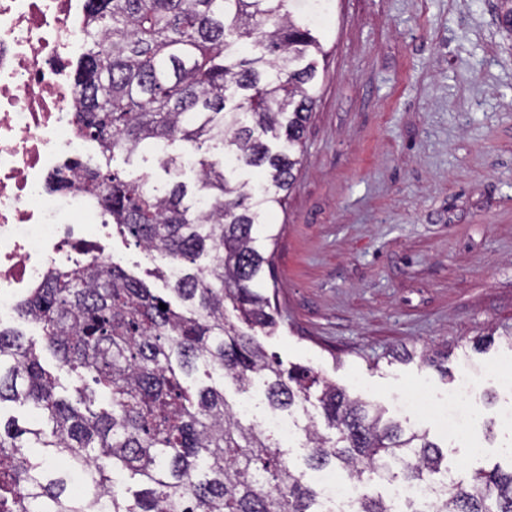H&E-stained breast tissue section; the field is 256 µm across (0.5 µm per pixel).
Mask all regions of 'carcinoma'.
Instances as JSON below:
<instances>
[{
    "instance_id": "1",
    "label": "carcinoma",
    "mask_w": 512,
    "mask_h": 512,
    "mask_svg": "<svg viewBox=\"0 0 512 512\" xmlns=\"http://www.w3.org/2000/svg\"><path fill=\"white\" fill-rule=\"evenodd\" d=\"M292 2L88 0L74 79L80 133L112 156L166 144L170 173L211 145L234 163L199 160L188 202L177 179L147 190L75 162L120 232L180 267L169 281L178 304L119 264L51 273L23 295L17 315L40 328L42 349L96 388L71 402L35 344L0 327V406L30 403L50 425L0 420V512H326L275 433L242 425L224 391L184 385L198 372L240 391L263 382L275 411L319 392L335 434L311 420L301 427L307 465L428 491V504L411 500L403 512H512V470L439 480L443 453L426 435L405 433L310 368L283 367L257 338L277 328L266 271L278 232L268 216L300 165L315 102L310 57L321 51ZM201 196L210 209L197 207ZM33 448L65 466L30 461ZM358 512L397 510L367 495Z\"/></svg>"
}]
</instances>
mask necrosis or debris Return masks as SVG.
<instances>
[{
	"label": "necrosis or debris",
	"mask_w": 512,
	"mask_h": 512,
	"mask_svg": "<svg viewBox=\"0 0 512 512\" xmlns=\"http://www.w3.org/2000/svg\"><path fill=\"white\" fill-rule=\"evenodd\" d=\"M86 16V0H0V315L51 272L116 261L112 220L70 169L91 146L72 86ZM477 385L463 375L439 405L449 438L467 434ZM318 481L336 512L367 492L335 471Z\"/></svg>",
	"instance_id": "necrosis-or-debris-1"
}]
</instances>
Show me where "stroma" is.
Segmentation results:
<instances>
[{"mask_svg": "<svg viewBox=\"0 0 512 512\" xmlns=\"http://www.w3.org/2000/svg\"><path fill=\"white\" fill-rule=\"evenodd\" d=\"M498 13L499 0H330L304 156L271 216L281 319L260 338L427 432L462 478L512 467V390L490 375L512 360V33ZM82 161L169 180L147 153ZM112 251L164 290L132 239L113 235ZM471 369L488 376L463 440L436 413L399 410L410 391L447 399Z\"/></svg>", "mask_w": 512, "mask_h": 512, "instance_id": "obj_1", "label": "stroma"}]
</instances>
